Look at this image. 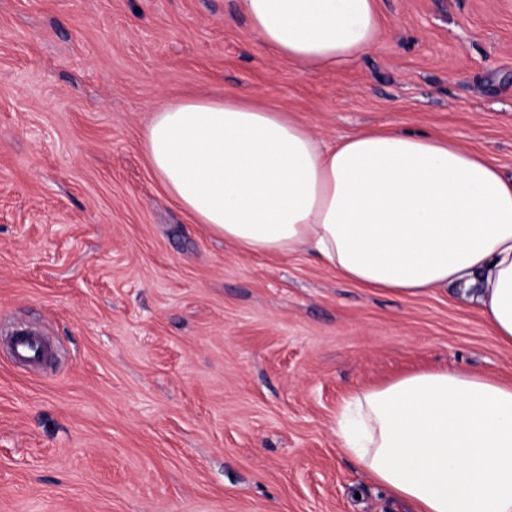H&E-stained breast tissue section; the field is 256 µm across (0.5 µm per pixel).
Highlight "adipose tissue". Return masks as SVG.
I'll list each match as a JSON object with an SVG mask.
<instances>
[{"label":"adipose tissue","instance_id":"1","mask_svg":"<svg viewBox=\"0 0 512 512\" xmlns=\"http://www.w3.org/2000/svg\"><path fill=\"white\" fill-rule=\"evenodd\" d=\"M299 71L377 43L376 0H238ZM143 148L165 194L245 254L309 255L363 288L452 291L512 346V175L452 137L369 128L326 141L263 98L176 96ZM336 436L389 512H512V383L437 368L344 399Z\"/></svg>","mask_w":512,"mask_h":512}]
</instances>
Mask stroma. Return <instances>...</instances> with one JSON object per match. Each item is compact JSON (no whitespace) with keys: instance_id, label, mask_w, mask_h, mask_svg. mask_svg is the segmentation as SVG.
Here are the masks:
<instances>
[{"instance_id":"1","label":"stroma","mask_w":512,"mask_h":512,"mask_svg":"<svg viewBox=\"0 0 512 512\" xmlns=\"http://www.w3.org/2000/svg\"><path fill=\"white\" fill-rule=\"evenodd\" d=\"M376 5L373 49L302 74L237 0H0V512H386L338 444L342 398L435 366L512 380L476 308L244 256L144 155L152 107L224 91L326 140L450 135L512 174V0ZM18 324L41 366L7 349Z\"/></svg>"}]
</instances>
